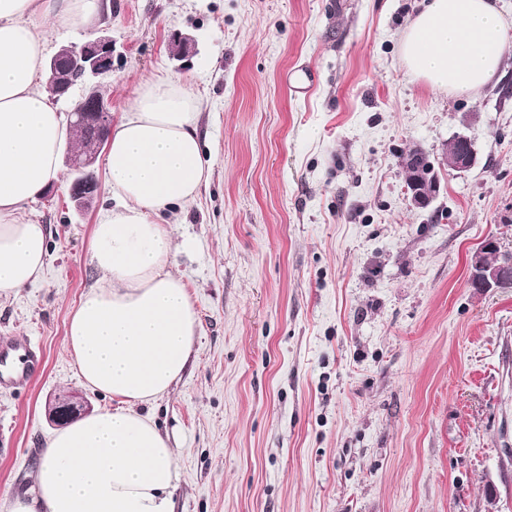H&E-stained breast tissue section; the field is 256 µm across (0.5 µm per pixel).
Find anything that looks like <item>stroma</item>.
I'll use <instances>...</instances> for the list:
<instances>
[{
    "mask_svg": "<svg viewBox=\"0 0 512 512\" xmlns=\"http://www.w3.org/2000/svg\"><path fill=\"white\" fill-rule=\"evenodd\" d=\"M422 2L97 0L91 24L47 28L50 53L108 30L115 117L155 76L203 103L211 177L166 216L199 327L147 408L176 450L175 512H512V288L476 291L467 265L486 237L512 249V53L477 97L430 89L399 53ZM293 71L314 73L306 92ZM460 131L478 152L464 173L445 161ZM415 147L441 182L425 209L401 165ZM69 185L61 171L26 209L43 276L0 296V345L27 336L43 357L0 387V502L34 485L50 399L112 405L64 338L116 200L82 212Z\"/></svg>",
    "mask_w": 512,
    "mask_h": 512,
    "instance_id": "obj_1",
    "label": "stroma"
}]
</instances>
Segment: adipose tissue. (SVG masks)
<instances>
[{
	"label": "adipose tissue",
	"mask_w": 512,
	"mask_h": 512,
	"mask_svg": "<svg viewBox=\"0 0 512 512\" xmlns=\"http://www.w3.org/2000/svg\"><path fill=\"white\" fill-rule=\"evenodd\" d=\"M97 0H0V293L42 274L44 225L27 205L60 175L64 117L39 87L43 22L89 23ZM512 46L494 0H426L400 42L408 71L430 88L478 96ZM200 102L180 80L143 81L112 127L105 160L115 208L101 213L91 260L101 274L65 336L79 380L111 398L47 440L27 495L0 512H174L176 451L143 406L168 394L193 353L198 318L170 266L161 216L192 202L209 177L197 132Z\"/></svg>",
	"instance_id": "ef3b65f1"
}]
</instances>
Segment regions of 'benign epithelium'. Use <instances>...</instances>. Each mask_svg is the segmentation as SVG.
Returning <instances> with one entry per match:
<instances>
[{
  "instance_id": "7a95c632",
  "label": "benign epithelium",
  "mask_w": 512,
  "mask_h": 512,
  "mask_svg": "<svg viewBox=\"0 0 512 512\" xmlns=\"http://www.w3.org/2000/svg\"><path fill=\"white\" fill-rule=\"evenodd\" d=\"M113 52L112 36L102 29L79 46H60L49 60L48 83H59L55 100H69L72 89L78 85L83 89L80 104L73 109L72 115L76 118L77 128L88 129L90 138L66 156V165L76 173L70 195L79 210L90 208L97 196L98 182L92 177L94 165L114 120L109 99L100 93L103 80L112 73ZM63 57L79 59L77 81L71 82L56 72V63ZM451 143L454 154L450 166L458 172L471 170L477 163L472 139L460 132L452 137ZM402 166L412 204L421 209L429 207L441 189L433 164L422 149L414 148L403 157ZM468 267L470 283L474 288L485 291L512 288V253L503 251L500 242L494 237L485 239L469 254ZM85 410L84 397L75 391L48 403V417L58 425L68 423Z\"/></svg>"
}]
</instances>
